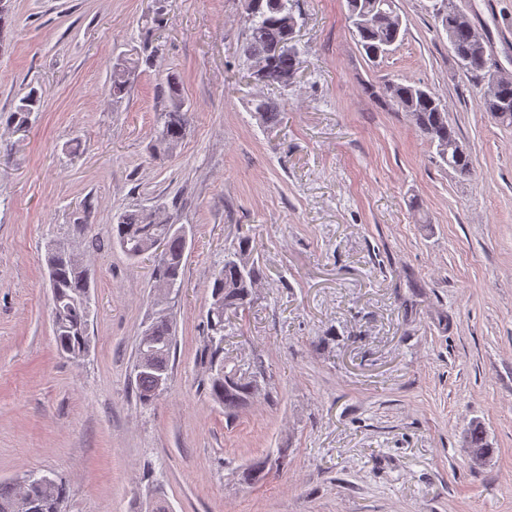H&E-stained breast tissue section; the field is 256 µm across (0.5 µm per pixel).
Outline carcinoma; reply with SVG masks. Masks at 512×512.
<instances>
[{
  "label": "carcinoma",
  "instance_id": "1",
  "mask_svg": "<svg viewBox=\"0 0 512 512\" xmlns=\"http://www.w3.org/2000/svg\"><path fill=\"white\" fill-rule=\"evenodd\" d=\"M347 19L358 37V44L370 59L389 52L400 38L402 24L397 21L395 0H347ZM434 19L441 22L448 33L454 56L462 68L484 82L495 84L493 98L481 97V109L499 123L512 125V80L499 76L488 65V57L475 52L471 40V25L457 22L453 17V0H433ZM295 0H258L255 9L247 12L241 54L246 61L261 55L265 62V82L278 89H286L301 65V52L276 53L274 48L289 39L298 22ZM131 67L118 63L112 68L110 92L120 98L127 92ZM169 109L157 113V147L170 151L183 138L189 113L183 110L179 89L168 84ZM383 97L396 110L406 113L419 134L436 150L439 163L448 166L458 176L471 173L470 153L457 152L462 144L456 129L448 124V114L440 99L429 89L417 84L390 82L382 89ZM36 99L28 95L21 99L14 118L19 127L29 123ZM253 112L265 126L279 125L285 112L278 99L265 96L252 101ZM166 245V259L153 263L151 278L161 279L172 288V296L161 305L153 299L152 313L139 338L134 363L135 385L139 401L149 406L159 396V380H169L171 356L175 348L173 308L184 287L185 252L187 236L172 225L158 220L156 213L144 209L127 210L112 224V239L129 259L140 251H147L156 239ZM251 239L243 236L237 248L224 253V261L213 274V303L207 313V336L204 350L209 365V394L224 406V414L231 416L266 386L263 364H254L253 375L245 377L238 369H227L224 364V346L220 339L226 330L224 311L238 314L251 304L253 288L262 277L257 262L250 259ZM46 263L52 277L53 328L57 351L72 359L80 358L88 349V326L91 311L87 307L90 291V272L83 261L67 246L54 243L48 247ZM465 448H477L481 457L489 452V443L480 423H472L462 436ZM67 485L63 480L44 482L0 483V512H63Z\"/></svg>",
  "mask_w": 512,
  "mask_h": 512
}]
</instances>
